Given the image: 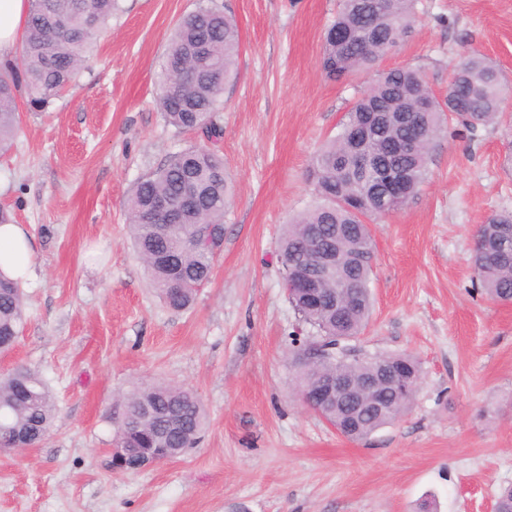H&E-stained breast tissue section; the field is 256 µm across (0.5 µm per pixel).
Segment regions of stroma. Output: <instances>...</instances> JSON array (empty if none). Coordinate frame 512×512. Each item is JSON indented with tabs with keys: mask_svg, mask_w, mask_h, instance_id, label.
I'll list each match as a JSON object with an SVG mask.
<instances>
[{
	"mask_svg": "<svg viewBox=\"0 0 512 512\" xmlns=\"http://www.w3.org/2000/svg\"><path fill=\"white\" fill-rule=\"evenodd\" d=\"M238 22L239 74L224 88L219 147L235 192L211 283L185 311L157 297L134 251L125 206L171 153L203 144L158 111L169 33L195 0H120L89 70L44 111L20 106L0 156V208L38 250L24 282L27 321L0 353L50 386L58 411L30 451H0V512H494L512 485V303L475 291L474 239L512 212L507 123L449 122L429 175L373 226L375 353L422 363L411 410L352 441L302 405L286 352L309 335L288 301L281 228L312 207L311 160L367 82L320 68L339 0H215ZM412 36L381 68L420 69L439 95L454 63L479 53L512 85V0H417ZM191 389L206 412L199 445L139 471L108 465L123 407L141 382Z\"/></svg>",
	"mask_w": 512,
	"mask_h": 512,
	"instance_id": "35a3bbf8",
	"label": "stroma"
}]
</instances>
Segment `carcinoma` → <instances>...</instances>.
Segmentation results:
<instances>
[{
  "label": "carcinoma",
  "instance_id": "carcinoma-1",
  "mask_svg": "<svg viewBox=\"0 0 512 512\" xmlns=\"http://www.w3.org/2000/svg\"><path fill=\"white\" fill-rule=\"evenodd\" d=\"M417 0H339L336 17L326 31L321 66L341 79L371 72L392 48L413 33ZM119 0H29L19 62L0 67V152L7 150L19 128L17 100L24 96L34 112L45 110L87 68L97 34L112 21ZM240 34L236 22L215 0H200L177 20L158 79V111L176 131L200 130L216 143L224 136L216 120L222 111L224 86L237 74ZM448 88L465 100L459 112L452 97L441 100L421 71L393 68L367 84L343 116L336 136L314 156L309 179L321 199L316 206L284 225L278 259L285 283L307 273L318 250L338 254L319 285L321 304L292 290L288 300L312 332L292 345L289 359L297 371L298 388L344 374L361 384L400 367L404 374L382 388L381 406L348 424V408L329 402L314 408L341 435L364 439L405 415L422 377L410 355L367 353L354 344L372 309L369 289L374 261L370 222L402 209L427 175L432 141L451 120L467 128L502 120L499 101L503 80L484 57L470 54L455 67ZM408 112L423 131V142L412 152L396 154L392 145L410 127L393 124L370 138L365 150L375 165L353 179L338 164L361 135L364 114ZM403 168L410 177L402 195H386L379 178L388 168ZM196 190V204L169 224L153 211L160 198H178L186 185ZM233 186L216 148L190 146L168 156L133 185L126 215L130 237L153 288L170 309L191 307L199 288L210 282L224 247V213ZM473 267L481 291L489 298L512 302V213L494 214L480 225ZM348 286L354 300L348 312L336 309V294ZM25 322L21 282L0 272V351L13 347ZM132 415L116 430L115 446L178 448L196 445L205 424V410L191 391L166 382L143 384L120 395ZM57 405L46 382L25 366L0 375V440L39 445L55 417Z\"/></svg>",
  "mask_w": 512,
  "mask_h": 512
}]
</instances>
